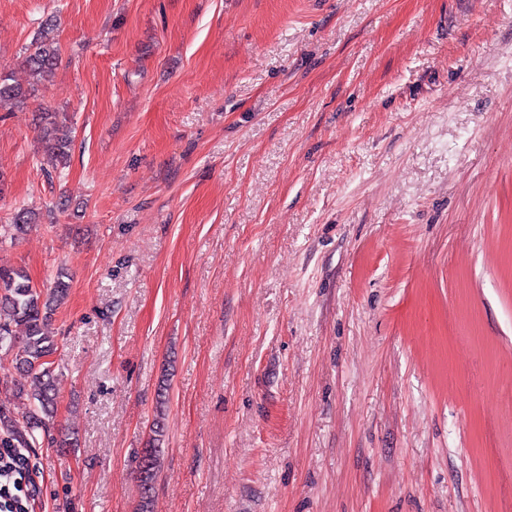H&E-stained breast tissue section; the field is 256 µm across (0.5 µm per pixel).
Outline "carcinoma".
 I'll return each mask as SVG.
<instances>
[{"instance_id":"carcinoma-1","label":"carcinoma","mask_w":512,"mask_h":512,"mask_svg":"<svg viewBox=\"0 0 512 512\" xmlns=\"http://www.w3.org/2000/svg\"><path fill=\"white\" fill-rule=\"evenodd\" d=\"M54 24L47 23L28 49L25 65L34 82L24 87L8 74H0V102L24 104L36 96L39 84L57 66L59 48L51 36ZM41 140L47 156L61 166L67 164L71 131L59 112L39 114ZM69 275L60 271L53 283L42 290L34 286L21 268L0 264V347L15 351V368L27 377L16 389L18 407L0 406V443L12 448H36L46 439L57 448H73L77 439L69 434L60 438L51 433L57 411V392L49 357L55 351L51 331L56 307L66 298ZM167 383L159 386V413L154 435L139 452L136 479L140 489L137 512H154L153 490L161 469L164 408L168 402Z\"/></svg>"}]
</instances>
